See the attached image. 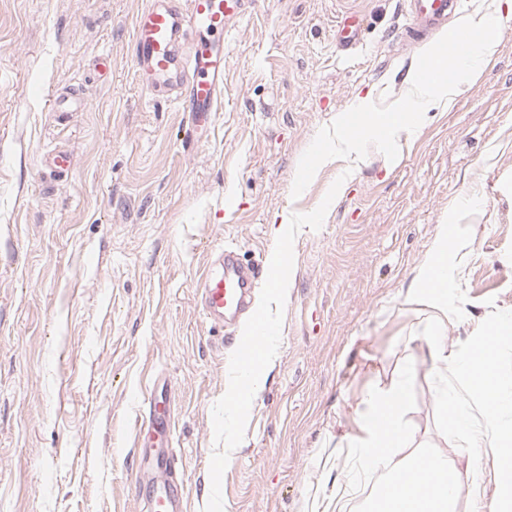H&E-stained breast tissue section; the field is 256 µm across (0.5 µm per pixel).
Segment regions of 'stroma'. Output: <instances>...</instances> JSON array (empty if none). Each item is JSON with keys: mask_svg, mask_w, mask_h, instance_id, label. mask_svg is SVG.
<instances>
[{"mask_svg": "<svg viewBox=\"0 0 512 512\" xmlns=\"http://www.w3.org/2000/svg\"><path fill=\"white\" fill-rule=\"evenodd\" d=\"M146 4L0 0V512H148L164 442L138 447L135 418L156 380L187 512H310L317 498L366 512L377 479L355 443L369 394L400 381L404 453L447 456L463 475L458 512H493L492 460L472 466L436 428L420 333L433 310L407 295L447 213L473 195L449 349L492 308L512 310V17L481 76L395 161L374 148L337 160L295 199L319 130L358 98L394 100L425 49L400 37L401 0H254L224 36L222 109L194 141L186 113L135 71ZM345 12L361 22L351 49L336 41ZM57 93L82 107L52 108ZM289 210L300 221L275 239ZM227 243L265 266L288 248L287 294L255 290L279 334L244 421L224 390L251 325L211 326L196 292Z\"/></svg>", "mask_w": 512, "mask_h": 512, "instance_id": "stroma-1", "label": "stroma"}]
</instances>
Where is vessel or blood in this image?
<instances>
[{"instance_id": "obj_1", "label": "vessel or blood", "mask_w": 512, "mask_h": 512, "mask_svg": "<svg viewBox=\"0 0 512 512\" xmlns=\"http://www.w3.org/2000/svg\"><path fill=\"white\" fill-rule=\"evenodd\" d=\"M249 0H148L133 30L135 64L143 85L175 100L191 115L193 126L207 125L220 111L224 95V47L208 42L209 34L232 29ZM407 23L403 39L428 37L447 26L459 0H402ZM267 269L245 267L235 246L221 247L200 278L197 288L205 319L220 323L226 315L246 312L258 279H272ZM273 326L257 319L255 336L239 344L240 366L254 360L259 340ZM138 431L166 436L174 428L166 400L148 398L136 420ZM163 482L149 492L150 512H185L186 491L177 456L160 461Z\"/></svg>"}]
</instances>
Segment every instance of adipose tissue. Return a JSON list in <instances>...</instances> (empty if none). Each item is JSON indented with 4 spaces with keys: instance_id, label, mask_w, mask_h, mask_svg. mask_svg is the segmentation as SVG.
Listing matches in <instances>:
<instances>
[{
    "instance_id": "1",
    "label": "adipose tissue",
    "mask_w": 512,
    "mask_h": 512,
    "mask_svg": "<svg viewBox=\"0 0 512 512\" xmlns=\"http://www.w3.org/2000/svg\"><path fill=\"white\" fill-rule=\"evenodd\" d=\"M406 398L407 387L402 383L369 397L359 438L361 466L368 473L380 472L381 478L368 501V512H455L457 496L448 486L461 484L460 471L438 457L399 452L405 439ZM420 479L427 484L423 495L411 488Z\"/></svg>"
}]
</instances>
